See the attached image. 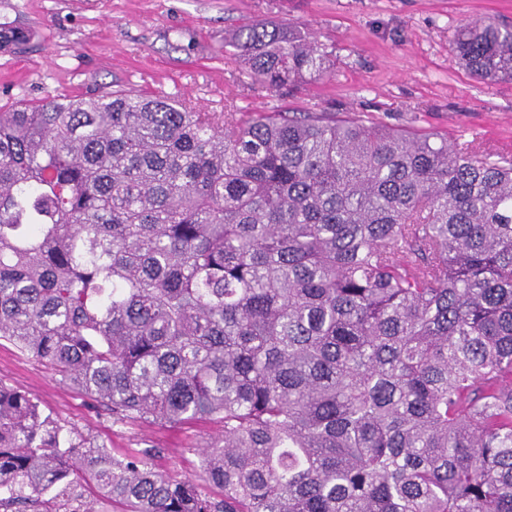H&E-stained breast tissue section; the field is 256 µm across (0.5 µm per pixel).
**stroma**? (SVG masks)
<instances>
[{
    "label": "stroma",
    "instance_id": "obj_1",
    "mask_svg": "<svg viewBox=\"0 0 512 512\" xmlns=\"http://www.w3.org/2000/svg\"><path fill=\"white\" fill-rule=\"evenodd\" d=\"M488 18L512 26V0H0V25L29 36L22 49L0 51V106L48 95L162 92L208 112L232 105L372 115L512 154V82H482L454 59L459 25ZM254 19L306 25L332 51L334 68L276 91L254 83L224 47ZM0 384L27 392L114 452L162 448L158 465L182 477L197 475L196 448L221 434L209 421L114 422L50 366L6 342Z\"/></svg>",
    "mask_w": 512,
    "mask_h": 512
}]
</instances>
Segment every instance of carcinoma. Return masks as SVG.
Wrapping results in <instances>:
<instances>
[{
	"label": "carcinoma",
	"instance_id": "cac0c4a2",
	"mask_svg": "<svg viewBox=\"0 0 512 512\" xmlns=\"http://www.w3.org/2000/svg\"><path fill=\"white\" fill-rule=\"evenodd\" d=\"M230 47L271 90L333 66L291 23ZM456 52L512 81L511 27ZM0 339L117 422L224 427L182 479L0 386V512H512V159L164 94L0 106Z\"/></svg>",
	"mask_w": 512,
	"mask_h": 512
}]
</instances>
